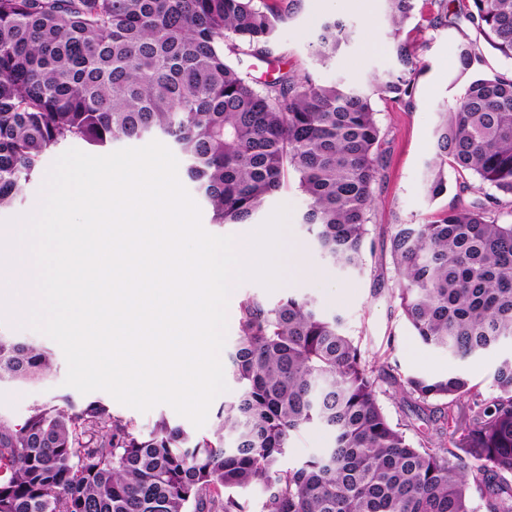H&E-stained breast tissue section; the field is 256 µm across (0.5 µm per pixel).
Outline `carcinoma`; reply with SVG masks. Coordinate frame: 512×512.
<instances>
[{
  "instance_id": "carcinoma-1",
  "label": "carcinoma",
  "mask_w": 512,
  "mask_h": 512,
  "mask_svg": "<svg viewBox=\"0 0 512 512\" xmlns=\"http://www.w3.org/2000/svg\"><path fill=\"white\" fill-rule=\"evenodd\" d=\"M401 69L368 91L313 74L264 81L231 58L267 60L300 0H0V209L11 206L47 152L74 141L102 147L160 133L188 160L216 224H246L295 174L303 223L319 257L359 272L374 190L382 178L371 98L411 97L418 67L401 39L418 0H385ZM433 24L464 18L512 59V0H462ZM345 26H321L314 55L333 58ZM427 191L447 190L445 165L480 193L390 237L400 306L420 340L466 360L512 341V75L475 79L439 111ZM494 193H481L484 186ZM239 398L213 437L161 421L148 434L100 402L42 405L23 423L0 419V512H512V358L495 395L466 379L392 376L443 416L412 441L380 404V368L307 297L239 306L230 356ZM49 353L0 338V380L36 382ZM319 424L332 445L283 469L290 438Z\"/></svg>"
}]
</instances>
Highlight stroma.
Returning a JSON list of instances; mask_svg holds the SVG:
<instances>
[{"label":"stroma","mask_w":512,"mask_h":512,"mask_svg":"<svg viewBox=\"0 0 512 512\" xmlns=\"http://www.w3.org/2000/svg\"><path fill=\"white\" fill-rule=\"evenodd\" d=\"M417 9L418 17L408 22L403 33L422 64L415 76L413 95L400 105L379 97L372 100L381 129L384 170L375 189L367 225L363 271L346 275L325 265L318 269V281L311 282L297 279L289 258H282L283 287L268 291L254 281L234 286L228 302L226 343L234 345L238 338V308L246 296L260 295L272 303L288 295L307 296L313 298L322 311L340 315L363 355L377 366L395 365L402 374L426 377L460 372L476 391L487 397L495 392V368L504 358L512 357V342L504 341L464 362L450 358L444 350L422 344L399 306L398 274L391 257L390 234L392 225L425 223L431 215L457 202L459 176L455 170H448V189L434 200L424 190V172L434 155L437 110L444 103L455 102L463 91L464 83L457 78L459 46L471 44L475 52L470 70L474 77L511 74L512 60L493 50L468 21L453 26H434L430 20L438 10L437 5L422 0ZM329 17L347 25L350 39L335 58L322 64L313 56L311 44L319 25ZM273 55L282 70L297 74L310 71L323 84L366 87L374 75L396 68L385 0H302L298 13L280 26ZM178 178L199 203L202 226L210 234L236 238L250 235L278 206L285 205L289 208V217L283 232L284 243L312 254L310 236L302 222L307 202L297 184H290L268 198L253 223L216 224L196 184L186 173H179ZM0 335L38 345L49 352L52 361L51 372L41 383L0 382V419L19 424L40 405H55L68 399L80 406L97 400L112 413L133 421L145 433L151 432L164 419L187 429L192 426L191 421L165 404L143 413L120 404L105 391L82 394L66 386L67 363L62 349L38 331L18 329L10 321L0 320ZM379 386V400L389 419L395 423L412 422L409 436L419 439L430 425L428 411L420 410L413 398L399 393L387 381H380Z\"/></svg>","instance_id":"obj_1"}]
</instances>
